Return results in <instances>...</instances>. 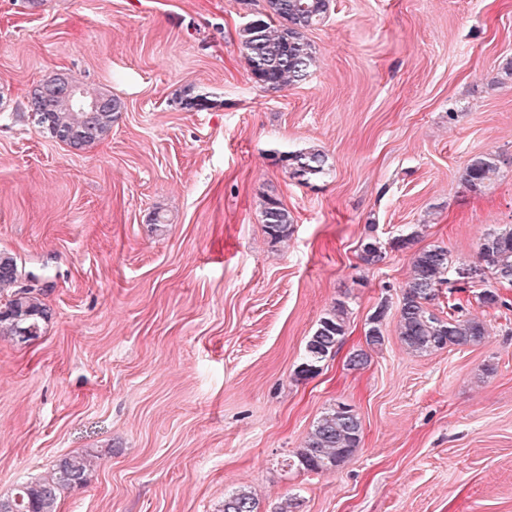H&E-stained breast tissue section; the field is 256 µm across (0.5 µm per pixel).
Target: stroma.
I'll list each match as a JSON object with an SVG mask.
<instances>
[{"mask_svg":"<svg viewBox=\"0 0 512 512\" xmlns=\"http://www.w3.org/2000/svg\"><path fill=\"white\" fill-rule=\"evenodd\" d=\"M330 3L316 66L276 91L238 38L264 0H0V250L50 309L37 339L0 336V499L92 452L57 512H224L240 490L259 512H512V287L487 311L471 284L480 344L415 353L397 333L411 254L389 246L419 232L454 282L512 225V0ZM59 73L122 103L82 151L27 118ZM198 94L207 109L182 108ZM309 147L326 164L305 181L280 157ZM484 153L501 173L476 194L460 175ZM339 302L342 342L297 378ZM382 302L385 341L350 369ZM339 402L359 447L304 469ZM266 233L274 241H282L293 232V218L288 209L276 198L269 197L262 211Z\"/></svg>","mask_w":512,"mask_h":512,"instance_id":"stroma-1","label":"stroma"}]
</instances>
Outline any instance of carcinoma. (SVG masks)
<instances>
[{"mask_svg":"<svg viewBox=\"0 0 512 512\" xmlns=\"http://www.w3.org/2000/svg\"><path fill=\"white\" fill-rule=\"evenodd\" d=\"M264 11L254 17L255 24L238 32L239 42L250 74L260 87L281 90L306 79L316 62V52L306 31L322 24L329 13L330 0H265ZM74 85L66 74H56L34 85L29 91L28 106L33 123L41 133L74 150H84L104 140L112 131V122L121 110V102L109 98L95 111L74 105L67 97V87ZM282 161L299 174L321 173L325 156L318 149L288 152ZM498 160L491 155L470 159L462 174L464 186L480 194L497 180ZM266 233L282 241L293 232V218L276 198L269 197L262 211ZM418 234L412 232L391 240L397 250L412 251L411 275L402 292L397 330L405 347L416 353L443 350L450 346L479 344L486 335L483 320L464 313L459 299L448 301L447 317L430 309L436 291L445 282L448 251L441 246L416 247ZM359 258L370 266L384 259L380 243L368 238L360 244ZM478 263L491 272L499 283L512 284V226L488 234L478 245ZM16 258L0 251V334L23 338L42 335L49 308L37 296L14 290L13 266ZM478 303L487 309L504 305L499 289L492 284L478 295ZM387 304L381 303L370 317L365 332L367 348L350 353L347 365L357 370L369 361V350L384 343L382 330ZM347 307L338 302L322 318L306 344V358L297 375L303 378L317 373L319 363L336 350L346 334ZM363 427L359 415L345 404L327 409L313 424L298 462L311 471L328 470L344 463L361 442ZM93 454L71 455L60 459L47 477L20 485L3 503L5 512H57L61 492L84 481L92 466ZM224 512H257V503L246 491H239L224 501Z\"/></svg>","mask_w":512,"mask_h":512,"instance_id":"obj_1","label":"carcinoma"}]
</instances>
